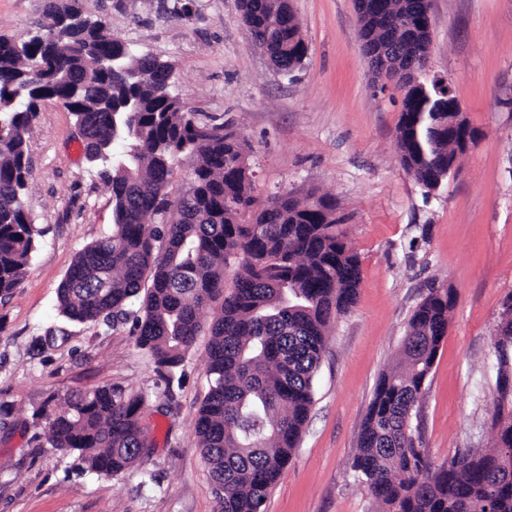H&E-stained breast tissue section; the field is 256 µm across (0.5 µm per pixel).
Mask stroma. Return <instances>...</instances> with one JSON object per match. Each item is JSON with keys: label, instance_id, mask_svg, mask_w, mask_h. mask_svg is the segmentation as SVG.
Masks as SVG:
<instances>
[{"label": "stroma", "instance_id": "stroma-1", "mask_svg": "<svg viewBox=\"0 0 512 512\" xmlns=\"http://www.w3.org/2000/svg\"><path fill=\"white\" fill-rule=\"evenodd\" d=\"M80 0L138 53L172 62L175 88L199 121L245 139L256 196L329 195L361 261L357 302L332 326L300 446L265 512H373L351 469L379 375L431 284L456 303L416 422L435 463L491 446V335L512 292V0H431L427 72L445 78L477 134L442 184L425 191L400 165L401 99L364 57L354 0H289L308 45L287 76L255 48L240 0ZM50 0H0V35L23 39ZM28 141L24 196L41 245L0 299V512H214L195 432L208 390L207 337L165 394L131 325L77 324L57 288L77 251L107 233L112 197L83 158L74 119L45 100ZM112 384L145 393L154 448L118 477L80 471L46 442V404Z\"/></svg>", "mask_w": 512, "mask_h": 512}]
</instances>
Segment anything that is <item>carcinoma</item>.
Masks as SVG:
<instances>
[{"instance_id":"cac0c4a2","label":"carcinoma","mask_w":512,"mask_h":512,"mask_svg":"<svg viewBox=\"0 0 512 512\" xmlns=\"http://www.w3.org/2000/svg\"><path fill=\"white\" fill-rule=\"evenodd\" d=\"M360 11L364 54L384 53L376 70L427 68L416 56L428 40L424 0H364ZM240 21L280 72L301 67L308 45L288 0H241ZM173 72L113 37L78 0L66 19L50 4L26 40L0 36V298L18 288L43 234L23 201L33 121L40 102L63 99L84 131L85 161L111 189L113 221L76 254L59 311L114 330L133 321L168 390L197 336H210L196 434L216 512H265L299 447L329 326L357 302L361 263L335 199L253 195L245 143L222 123L197 122L172 92ZM438 84H395L399 162L429 192L456 156L455 114ZM183 155L195 165L174 204ZM454 304L452 289H429L374 388L352 470L376 512H512V293L491 336L493 444L437 465L412 426ZM47 403V444L88 472L118 476L153 447L138 393L103 384Z\"/></svg>"}]
</instances>
